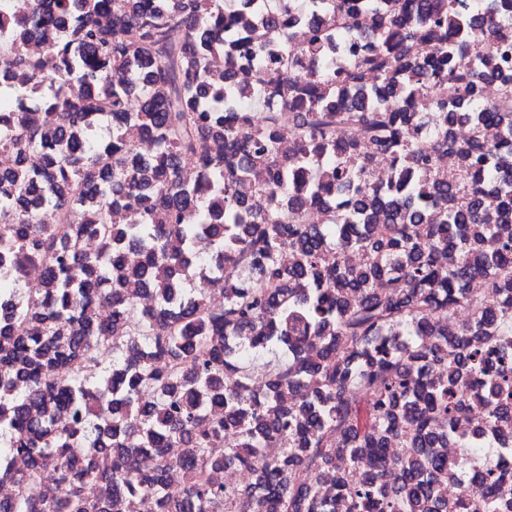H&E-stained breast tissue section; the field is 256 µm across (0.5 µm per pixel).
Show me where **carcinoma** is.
Returning <instances> with one entry per match:
<instances>
[{"label":"carcinoma","mask_w":512,"mask_h":512,"mask_svg":"<svg viewBox=\"0 0 512 512\" xmlns=\"http://www.w3.org/2000/svg\"><path fill=\"white\" fill-rule=\"evenodd\" d=\"M225 2L0 0V152L18 159L0 174V480L16 488L0 512H335L331 468L349 512H497L512 498L488 449L512 431V112L479 85L512 97V0H311L322 25L298 47ZM197 273L223 281L221 305L188 290ZM267 351L285 361L257 385L247 364ZM396 441L410 452L388 453ZM179 443L194 453L170 456ZM233 465L253 482L225 487Z\"/></svg>","instance_id":"cac0c4a2"}]
</instances>
